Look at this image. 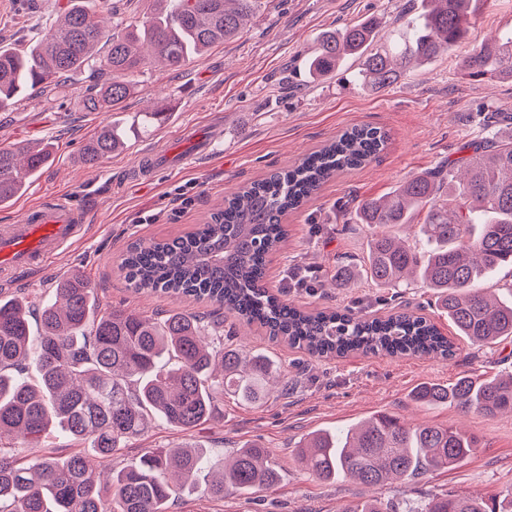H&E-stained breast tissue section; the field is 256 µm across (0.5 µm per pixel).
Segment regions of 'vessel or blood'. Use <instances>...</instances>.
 Instances as JSON below:
<instances>
[{"label":"vessel or blood","instance_id":"obj_1","mask_svg":"<svg viewBox=\"0 0 512 512\" xmlns=\"http://www.w3.org/2000/svg\"><path fill=\"white\" fill-rule=\"evenodd\" d=\"M83 231L81 214L66 201L34 208L23 222L0 226V267L16 272L34 268Z\"/></svg>","mask_w":512,"mask_h":512}]
</instances>
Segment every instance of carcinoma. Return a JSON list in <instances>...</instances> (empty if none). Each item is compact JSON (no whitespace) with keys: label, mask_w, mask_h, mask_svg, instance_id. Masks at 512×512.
I'll return each instance as SVG.
<instances>
[{"label":"carcinoma","mask_w":512,"mask_h":512,"mask_svg":"<svg viewBox=\"0 0 512 512\" xmlns=\"http://www.w3.org/2000/svg\"><path fill=\"white\" fill-rule=\"evenodd\" d=\"M473 0H423L412 28L385 40L383 19L322 32L308 70L333 75L349 58L362 60L359 85L382 90L414 67L450 51L468 31ZM262 0H151L150 11L130 21L102 24L109 0H67L59 24L26 50L0 44V107L55 88L71 72L95 68L104 81L81 96L87 112H119L148 64L173 71L237 36ZM105 43L101 57L95 48ZM475 80L512 81V31L492 36L463 59ZM380 127L353 126L298 163L267 173L224 196L205 222L182 235L134 243L118 268L138 293L207 300L247 325L317 358L350 353L448 359L454 343L421 315L385 319L340 311L307 312L263 285L267 258L288 239L282 219L317 195L337 174L357 169L388 143ZM127 146L124 124L102 126L81 160L94 166ZM458 166L412 175L390 193L356 205L370 230L366 255L338 265L332 282L369 281L378 288L431 289L456 335L487 347L512 339V300L479 287L512 267V128L464 144ZM54 161L50 144L16 141L0 147V206L29 187L33 173ZM424 214L419 250L389 232ZM95 286L78 274L58 281L53 296L0 299V512H170L187 487L203 486L211 499L274 488L279 472L266 448L246 443L222 463L189 443L156 448L138 461L96 473L94 459L110 460L126 443L160 420L190 432L209 419L228 394L262 403L281 366L263 354L224 343V321L193 312L147 318L112 308L97 317ZM40 313L32 335L30 307ZM35 365L39 379L22 377ZM411 401L452 404L494 417L512 413V374L464 375L450 386L423 383ZM51 428L76 446L62 459L41 448ZM90 444L92 458L79 446ZM477 448L472 434L454 426L410 427L388 413L372 414L335 432H312L294 455L323 482L352 478L377 486L417 479L462 464ZM342 512H401L392 501L347 503ZM416 512H512V489L494 496L442 495Z\"/></svg>","instance_id":"carcinoma-1"}]
</instances>
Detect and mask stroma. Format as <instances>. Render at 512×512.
I'll return each mask as SVG.
<instances>
[{
  "label": "stroma",
  "instance_id": "1",
  "mask_svg": "<svg viewBox=\"0 0 512 512\" xmlns=\"http://www.w3.org/2000/svg\"><path fill=\"white\" fill-rule=\"evenodd\" d=\"M64 2L0 0V41L24 43L48 31ZM420 7L421 0H263L239 37L212 47L182 70L145 66L135 78L127 112L152 110L170 96L178 108L158 128L132 138L129 150L92 167L79 162L81 148L112 118L111 112L80 107L82 92L98 74L72 72L50 93L0 108V146L25 140L54 147L53 164L35 176L22 197L0 207V225L16 223L30 206L57 198L77 206L86 225L76 243L34 271L0 272V294L47 297L58 280L76 273L95 285L101 312L121 307L144 316L171 310L207 314L206 302L127 288L118 269L126 247L192 230L238 185L294 163L346 128L367 124L389 132L386 149L365 167L339 174L303 209L288 214V244L268 262L265 284L305 310L350 309L383 317L404 302L432 316L434 296L419 283L397 297L366 281L338 287L324 281L337 264L357 263L366 254L370 231L356 216L358 200L382 196L411 175L457 159L461 143L485 136L484 113H512V83L471 81L460 71L474 44L512 29V0L477 4L458 46L378 92L355 83L358 61H347L343 72L320 82L312 81L306 68L322 31L380 16L385 34L392 35ZM218 116L224 119V137L211 157L156 169L147 182L132 177L139 157L183 148V134L208 131ZM295 266L313 269L317 287H290L288 271ZM225 323L235 331L234 343L282 363L287 391L258 405L225 397L215 418L191 434L154 424L113 462L128 464L151 449L187 441L213 456L257 442L269 450L280 481L266 493L222 501L199 490L187 492L173 512H340L349 501L370 498L412 508L431 494L486 496L512 487V417L464 414L451 405L427 408L409 398L423 382L449 385L463 375L512 371V340L488 348L460 340L448 361L360 353L317 359L236 317L226 316ZM374 412L396 415L412 426L458 425L476 437L478 446L454 469L380 486L349 478L322 482L295 460L294 446L308 433L340 429Z\"/></svg>",
  "mask_w": 512,
  "mask_h": 512
}]
</instances>
